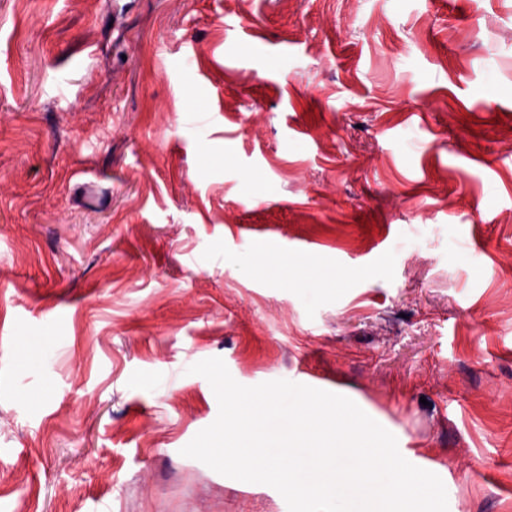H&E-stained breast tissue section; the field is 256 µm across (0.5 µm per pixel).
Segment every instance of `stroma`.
<instances>
[{
	"label": "stroma",
	"mask_w": 512,
	"mask_h": 512,
	"mask_svg": "<svg viewBox=\"0 0 512 512\" xmlns=\"http://www.w3.org/2000/svg\"><path fill=\"white\" fill-rule=\"evenodd\" d=\"M509 133L512 0H0V512H288L180 453L213 357L512 512Z\"/></svg>",
	"instance_id": "obj_1"
}]
</instances>
